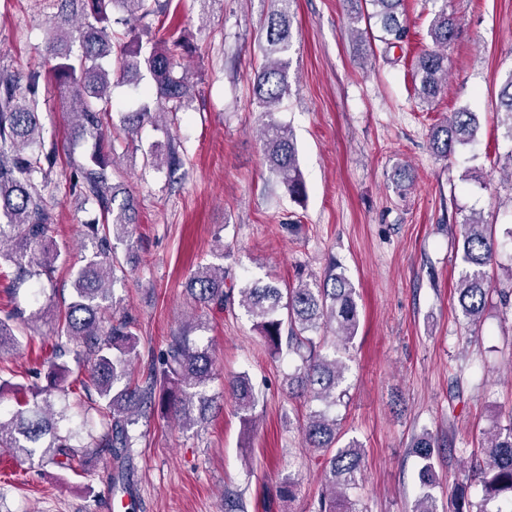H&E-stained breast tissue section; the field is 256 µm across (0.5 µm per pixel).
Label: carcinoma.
I'll use <instances>...</instances> for the list:
<instances>
[{
    "label": "carcinoma",
    "mask_w": 512,
    "mask_h": 512,
    "mask_svg": "<svg viewBox=\"0 0 512 512\" xmlns=\"http://www.w3.org/2000/svg\"><path fill=\"white\" fill-rule=\"evenodd\" d=\"M55 12L48 18V45L44 63L19 73L0 70V261L13 267L14 283L52 279L60 248L49 235L52 216L47 189L52 183V160L42 148L38 105L42 94L53 87L63 93L67 104L70 135L100 141L112 122V62H117L120 80L130 81L146 69L154 86L145 92L138 108L120 113V125L127 132L158 115L179 112L194 84L182 63L185 42L178 38L163 46H146L140 34L145 20L172 0H48ZM274 9L263 25V64L254 73L253 97L262 108L260 128L264 161L269 174L284 185L296 201L306 195L299 168L297 148L288 125L275 112L290 93L285 59L291 47L295 20L294 0H273ZM346 28L351 39L363 41L362 19L375 20L380 41L398 44L408 38L409 26L403 18L404 0H365L371 13L362 15L360 0H349ZM119 5L135 25L124 38L113 31L116 20L111 6ZM458 23L454 14L442 8L433 17L428 35L433 48L422 52L414 66L415 91L423 102L431 103L448 86V47L454 41ZM81 53H73L74 44ZM499 108L504 115L505 135L512 140V71L503 83ZM476 113L459 109L432 127L430 147L439 158L448 159L457 148L477 140ZM147 163L156 169L177 166L175 151H153ZM113 158L103 149L92 152L77 167V178L85 199L95 204L102 223L91 224L95 250L83 257L73 275L69 302L62 310L45 308L31 314L58 322L45 387L15 388V406L0 407V448H7L20 461L37 456L63 471L77 472L93 456L107 455L118 464L113 482L124 480V460L136 447L140 420L151 412L172 415L186 430H196L220 408L211 393L215 380L214 359L209 347L178 332L170 337L159 362L152 365L143 381L134 378L132 361L139 356L136 320L123 311L109 285L124 271L116 253L117 244L132 240L134 205L125 197L115 205L121 189L111 183L108 173ZM463 269L455 289L462 315L473 324L481 321L491 293L486 268L496 261L499 242L493 225L481 219L461 224ZM186 289L197 311L224 310L238 305L253 322L276 354L287 353L297 364L288 374V389L310 403L300 429L307 445L321 450L325 464V490L314 512H357L352 492L364 477L365 451L356 442L340 444V423L328 408L344 399L348 365L338 355L336 345L325 349L331 334L344 347L353 343L360 326L356 288L332 265L322 277L301 280L293 287L255 282L234 291L225 288L224 268L200 263ZM239 298H234V295ZM28 320L16 308L0 318V355L21 346L17 324ZM81 349L71 351V343ZM91 364L86 380L71 377L67 355ZM235 400L243 434L255 428L257 400L248 377L238 375L228 382ZM88 404L99 417L100 428L86 425L63 429L69 398ZM313 402L325 405L315 409ZM411 447L421 459L418 472L420 493L410 512H439L435 478V438L428 432L416 435ZM484 458L471 462L456 477L457 496L448 502V512H488L471 509L466 488L481 486L483 501L504 499L512 512V418L484 434Z\"/></svg>",
    "instance_id": "cac0c4a2"
}]
</instances>
